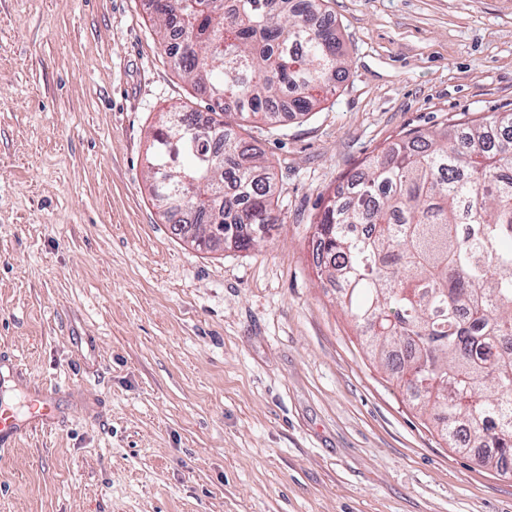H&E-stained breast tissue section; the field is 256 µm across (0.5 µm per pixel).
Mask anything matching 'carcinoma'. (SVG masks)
I'll return each instance as SVG.
<instances>
[{
    "label": "carcinoma",
    "instance_id": "1",
    "mask_svg": "<svg viewBox=\"0 0 512 512\" xmlns=\"http://www.w3.org/2000/svg\"><path fill=\"white\" fill-rule=\"evenodd\" d=\"M168 0L154 5L164 46L209 107L201 143L161 123L151 144L150 195L222 224L223 245L277 223L269 166L224 121L315 111L347 71L326 0ZM326 255L319 273L341 284L372 357L396 374L450 448H492L486 466L512 474V112L476 124L414 131L363 161L330 190L313 219ZM221 243L209 239L199 248Z\"/></svg>",
    "mask_w": 512,
    "mask_h": 512
}]
</instances>
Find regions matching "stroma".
I'll list each match as a JSON object with an SVG mask.
<instances>
[{"label": "stroma", "instance_id": "1", "mask_svg": "<svg viewBox=\"0 0 512 512\" xmlns=\"http://www.w3.org/2000/svg\"><path fill=\"white\" fill-rule=\"evenodd\" d=\"M321 111L244 137L277 184L260 248L197 250L146 181L161 112H207L151 0H0V354L55 426L0 452V512H512L321 279L312 220L416 130L512 110V0H327Z\"/></svg>", "mask_w": 512, "mask_h": 512}]
</instances>
